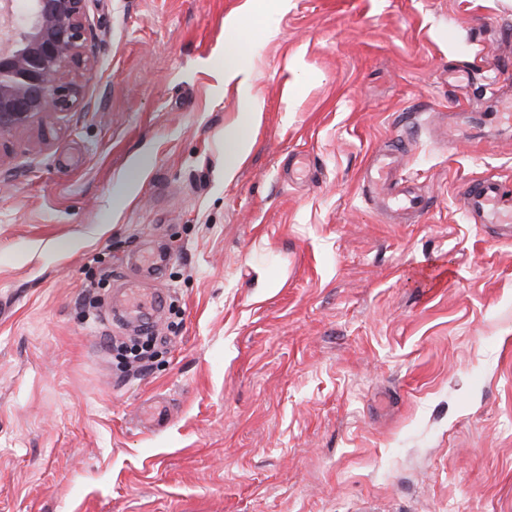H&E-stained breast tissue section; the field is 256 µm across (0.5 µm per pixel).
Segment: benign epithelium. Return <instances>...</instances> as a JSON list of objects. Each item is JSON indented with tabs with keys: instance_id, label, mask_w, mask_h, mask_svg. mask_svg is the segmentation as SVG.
Listing matches in <instances>:
<instances>
[{
	"instance_id": "obj_1",
	"label": "benign epithelium",
	"mask_w": 512,
	"mask_h": 512,
	"mask_svg": "<svg viewBox=\"0 0 512 512\" xmlns=\"http://www.w3.org/2000/svg\"><path fill=\"white\" fill-rule=\"evenodd\" d=\"M88 0H24L0 37V138L84 107L80 75L94 62Z\"/></svg>"
}]
</instances>
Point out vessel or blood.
I'll return each instance as SVG.
<instances>
[{
    "label": "vessel or blood",
    "instance_id": "obj_1",
    "mask_svg": "<svg viewBox=\"0 0 512 512\" xmlns=\"http://www.w3.org/2000/svg\"><path fill=\"white\" fill-rule=\"evenodd\" d=\"M484 79V90L494 102L495 123L511 126L512 93L499 87L496 72H487ZM410 149V141L398 136L371 153L360 185L364 200L396 215H418L429 209V197L399 170ZM461 205L468 223L490 225L501 241H512V183L494 174L472 180L464 187Z\"/></svg>",
    "mask_w": 512,
    "mask_h": 512
}]
</instances>
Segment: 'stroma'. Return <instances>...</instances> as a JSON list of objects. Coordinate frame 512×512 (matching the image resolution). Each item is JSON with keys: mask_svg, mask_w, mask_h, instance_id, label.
Wrapping results in <instances>:
<instances>
[{"mask_svg": "<svg viewBox=\"0 0 512 512\" xmlns=\"http://www.w3.org/2000/svg\"><path fill=\"white\" fill-rule=\"evenodd\" d=\"M87 21L86 110L0 138V512H512V242L460 209L470 179L512 181V131L440 139L485 70L512 90V0H90ZM409 113L433 206L394 224L360 175ZM150 246L166 306L136 373L112 305ZM249 146L250 140L247 133V124L241 125L227 135L225 134V174H231L234 169L235 161L247 151Z\"/></svg>", "mask_w": 512, "mask_h": 512, "instance_id": "stroma-1", "label": "stroma"}]
</instances>
